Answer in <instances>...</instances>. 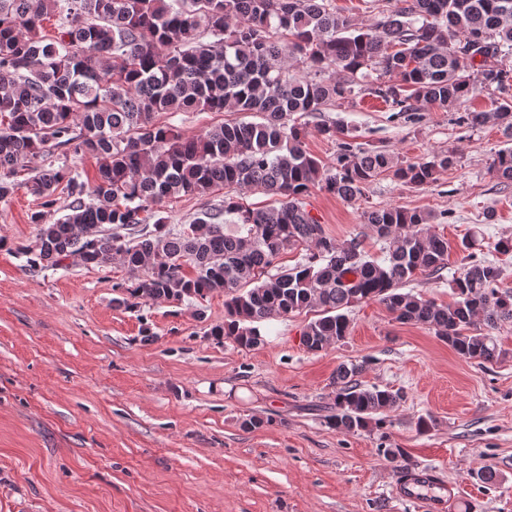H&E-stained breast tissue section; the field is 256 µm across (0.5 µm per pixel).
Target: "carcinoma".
I'll return each mask as SVG.
<instances>
[{"instance_id":"obj_1","label":"carcinoma","mask_w":512,"mask_h":512,"mask_svg":"<svg viewBox=\"0 0 512 512\" xmlns=\"http://www.w3.org/2000/svg\"><path fill=\"white\" fill-rule=\"evenodd\" d=\"M404 6L368 25L336 10L332 0H0V202L31 159L55 147L90 154L97 176L44 169L27 191L54 205L58 189L68 212L39 225L31 267L53 270L72 260L108 268L120 260L130 279L113 285L133 300L204 299L224 292V322L210 335L244 347L262 342L257 323L310 308L302 344L312 352L345 338L343 309L378 300L402 323L422 325L465 359L494 363L501 351L490 334L512 321V289L503 268L471 252L453 280L457 300L439 305L398 286L438 271L448 240L431 231L430 215L401 207L363 212V224L384 242L383 262L366 254L362 234L339 243L307 209L310 189L345 201L388 173L409 186L434 182L451 158L407 162L365 149L344 130L327 165L305 147L301 117L328 104L375 95L402 113L426 104L446 109L488 90L496 112H467L460 122L494 119L512 137V0H402ZM58 17L57 32L43 21ZM470 47L463 54L457 47ZM392 76L391 82L381 78ZM250 112L258 122L229 121L184 137L159 125V112ZM492 172L512 181V148L496 152ZM217 187L242 194L260 189L279 205L252 207L240 198L171 228L154 207L168 197L206 196ZM232 216L235 229L224 231ZM305 246L304 261L277 274L283 252ZM193 273L188 274L185 268ZM480 323L485 331L474 328ZM366 364L336 370L340 431L382 429L397 391L359 382Z\"/></svg>"}]
</instances>
